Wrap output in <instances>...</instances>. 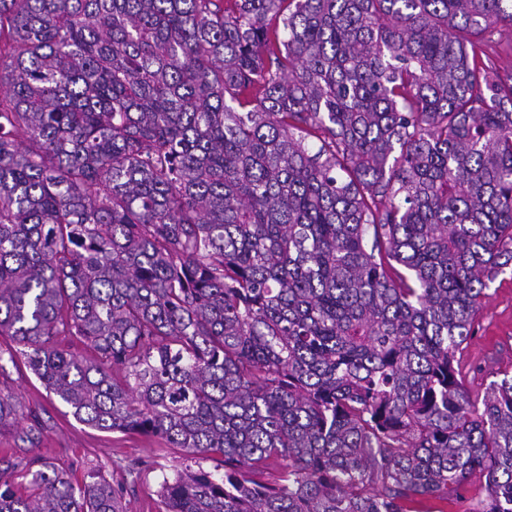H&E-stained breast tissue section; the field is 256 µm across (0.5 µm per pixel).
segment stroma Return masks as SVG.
I'll return each instance as SVG.
<instances>
[{"mask_svg":"<svg viewBox=\"0 0 512 512\" xmlns=\"http://www.w3.org/2000/svg\"><path fill=\"white\" fill-rule=\"evenodd\" d=\"M464 387L471 396H483L492 382L512 376V271L490 282L479 310L475 333L456 356ZM0 387L12 392L25 413L17 424L0 427V449L15 445L18 427L32 421L42 426L38 455L54 462L74 479H82L92 468L100 469L118 486L130 512H165L158 493L164 477L184 463V453L165 447L163 441L138 434L102 431L78 421L70 408L49 395L24 364L7 368ZM142 465L138 479L128 477L124 468Z\"/></svg>","mask_w":512,"mask_h":512,"instance_id":"35a3bbf8","label":"stroma"}]
</instances>
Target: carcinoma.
<instances>
[{"label": "carcinoma", "instance_id": "obj_1", "mask_svg": "<svg viewBox=\"0 0 512 512\" xmlns=\"http://www.w3.org/2000/svg\"><path fill=\"white\" fill-rule=\"evenodd\" d=\"M504 29L512 0H0V376L185 450L166 512H430L476 472L512 512V377L455 367L512 269ZM40 437L0 512H128Z\"/></svg>", "mask_w": 512, "mask_h": 512}]
</instances>
